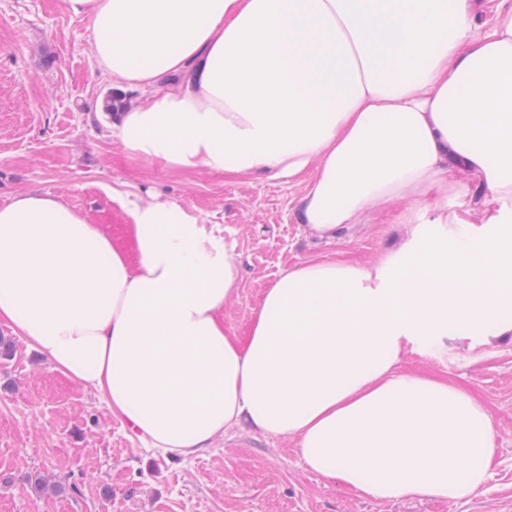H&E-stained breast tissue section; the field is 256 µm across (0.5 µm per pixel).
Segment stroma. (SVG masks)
<instances>
[{"label": "stroma", "mask_w": 512, "mask_h": 512, "mask_svg": "<svg viewBox=\"0 0 512 512\" xmlns=\"http://www.w3.org/2000/svg\"><path fill=\"white\" fill-rule=\"evenodd\" d=\"M112 90L91 52L88 19L63 0H0V206L22 192L61 197L104 230L126 218L105 186L178 202L218 224L240 255L224 325L246 335L281 268L329 255L376 262L404 227L380 209L326 243L298 221L301 181L199 170L134 157L98 103ZM0 512H512V343L454 339L407 351L401 371L436 375L487 408L495 448L487 479L454 500H374L307 468L294 442L235 426L202 457L164 456L0 323ZM46 487L34 493L30 479Z\"/></svg>", "instance_id": "1"}]
</instances>
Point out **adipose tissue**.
<instances>
[{
  "mask_svg": "<svg viewBox=\"0 0 512 512\" xmlns=\"http://www.w3.org/2000/svg\"><path fill=\"white\" fill-rule=\"evenodd\" d=\"M97 63L142 98L109 127L133 156L304 184L332 242L398 205L385 257L284 268L247 336L224 326L240 258L178 202L113 191L132 252L57 196L0 206V322L162 452L232 426L296 443L375 500L455 499L486 480L485 406L397 369L451 336H512V8L472 0H64ZM477 186L472 224L448 210Z\"/></svg>",
  "mask_w": 512,
  "mask_h": 512,
  "instance_id": "obj_1",
  "label": "adipose tissue"
}]
</instances>
